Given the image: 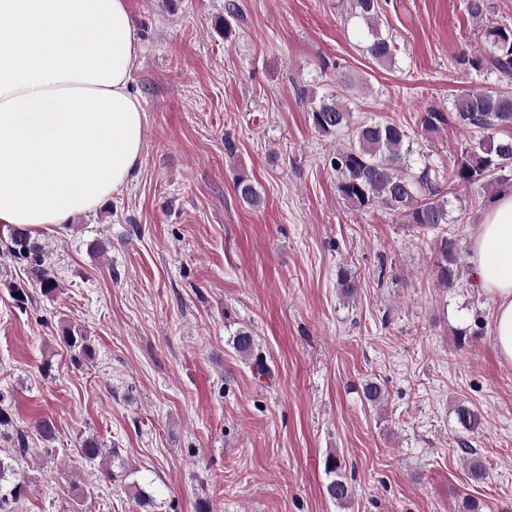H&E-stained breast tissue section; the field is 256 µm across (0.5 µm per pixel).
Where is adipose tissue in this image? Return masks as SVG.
I'll use <instances>...</instances> for the list:
<instances>
[{"label": "adipose tissue", "instance_id": "ef3b65f1", "mask_svg": "<svg viewBox=\"0 0 512 512\" xmlns=\"http://www.w3.org/2000/svg\"><path fill=\"white\" fill-rule=\"evenodd\" d=\"M140 64L127 0H0V224H65L135 180ZM470 251L495 304L494 345L512 363V187L490 200Z\"/></svg>", "mask_w": 512, "mask_h": 512}]
</instances>
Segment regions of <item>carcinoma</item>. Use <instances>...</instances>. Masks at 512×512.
<instances>
[{
	"label": "carcinoma",
	"mask_w": 512,
	"mask_h": 512,
	"mask_svg": "<svg viewBox=\"0 0 512 512\" xmlns=\"http://www.w3.org/2000/svg\"><path fill=\"white\" fill-rule=\"evenodd\" d=\"M382 0H348L349 17L362 26L366 52L376 64L393 66L397 58L395 36L382 29ZM483 51L473 55L463 51L457 62L467 66L475 76L478 87L451 99L448 111L430 108L421 113V131L432 134L451 123L470 132L461 155L448 176H443L430 162L414 167L413 138L408 128L389 121L373 118L352 124L351 110L335 95L312 100L310 118L316 131L334 136L347 133L344 147L336 151L329 164L336 171L337 190L340 195L359 208L380 204L386 209L406 217L411 224L425 230H436L443 224H452L451 196L459 188H468L479 182L500 181L503 172L512 170V95L490 94L480 87L490 76L499 80L512 79V27L482 26L479 30ZM240 198L258 207L262 196L253 181L240 175L235 182ZM12 253L29 265L41 292L50 296L58 288V281L45 267L47 253L44 247L26 228L14 227L10 233ZM437 275L440 282L451 285L458 275L460 262L458 241L454 236L437 233L434 239ZM65 345L74 352L75 359L91 353L87 337L66 332ZM5 398L0 395V435L16 439L24 445V436L16 431L11 410L2 406ZM457 423L465 430L477 425L478 417L466 405L455 409ZM41 440L49 445L58 439V428L51 420L37 424ZM79 457L94 463L103 458V449L93 438L85 439L78 448ZM343 462L330 455L325 461L329 481L325 486L328 497L341 504L349 499L352 490L343 474ZM0 512H13V505L24 490V476L12 464L0 459Z\"/></svg>",
	"instance_id": "obj_1"
}]
</instances>
